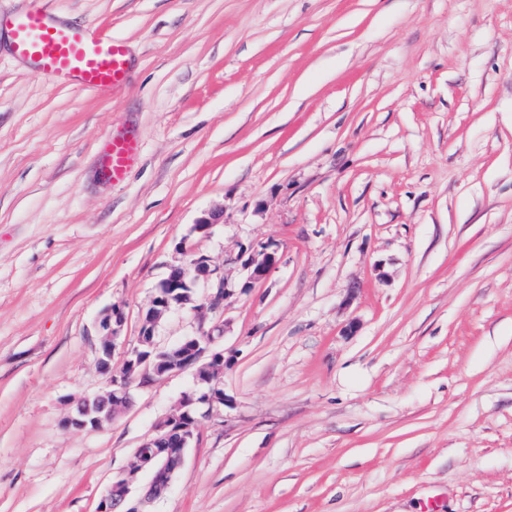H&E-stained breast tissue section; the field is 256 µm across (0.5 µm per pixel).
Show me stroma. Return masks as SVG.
Returning a JSON list of instances; mask_svg holds the SVG:
<instances>
[{"label": "stroma", "mask_w": 512, "mask_h": 512, "mask_svg": "<svg viewBox=\"0 0 512 512\" xmlns=\"http://www.w3.org/2000/svg\"><path fill=\"white\" fill-rule=\"evenodd\" d=\"M125 38L100 97L0 39V512H99L191 372L99 430L176 248L228 298L225 404L151 512H512V0H46ZM142 156L105 176L103 143ZM223 211L208 235L192 227ZM275 253L248 283L244 250ZM140 155L141 141L133 133L113 136L103 144V166L113 184L125 180L129 169L138 162Z\"/></svg>", "instance_id": "obj_1"}]
</instances>
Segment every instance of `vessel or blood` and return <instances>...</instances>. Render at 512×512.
Segmentation results:
<instances>
[{
  "label": "vessel or blood",
  "mask_w": 512,
  "mask_h": 512,
  "mask_svg": "<svg viewBox=\"0 0 512 512\" xmlns=\"http://www.w3.org/2000/svg\"><path fill=\"white\" fill-rule=\"evenodd\" d=\"M8 31L13 54L41 76L98 96L120 90L127 78L128 50L123 39L93 27L61 22L41 0H30L22 12L0 16V31ZM141 141L127 133L102 147L105 172L112 183L123 182L138 162Z\"/></svg>",
  "instance_id": "1"
}]
</instances>
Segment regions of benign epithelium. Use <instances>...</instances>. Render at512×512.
Segmentation results:
<instances>
[{"label":"benign epithelium","mask_w":512,"mask_h":512,"mask_svg":"<svg viewBox=\"0 0 512 512\" xmlns=\"http://www.w3.org/2000/svg\"><path fill=\"white\" fill-rule=\"evenodd\" d=\"M221 215L220 211L204 214L192 231L207 234L212 225L220 223ZM237 260L242 262L251 282L265 280L277 264L275 253L265 250L248 255L241 253ZM179 269L178 265L170 266L172 274L162 280L146 312L140 347L127 356L119 370L112 368V356L124 328L125 314L121 307L114 305L102 317L98 368L108 376V392L79 399L62 421L67 428L98 430L129 405L135 382L143 384L153 376L194 369L195 388L183 393L175 408L157 424L153 437L137 449L131 465L112 477L101 500L100 512H149L148 507L167 492L183 465L185 452L198 429L199 406L206 405L217 411L224 406V391L220 387L224 350L216 348L223 339L224 325L202 326L196 334L184 337L169 349L155 341L154 327L158 319L176 306L194 303L190 291L199 283L209 289L205 296L207 307L211 310L224 308V276L211 267L206 257L194 258L189 272L179 274ZM143 473L149 474L151 479L141 488L133 504L131 493Z\"/></svg>","instance_id":"7a95c632"}]
</instances>
